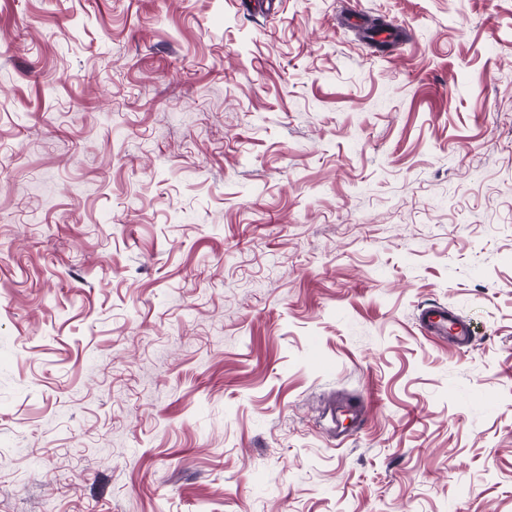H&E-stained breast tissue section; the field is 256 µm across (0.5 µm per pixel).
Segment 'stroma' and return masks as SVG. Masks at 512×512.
<instances>
[{"label":"stroma","mask_w":512,"mask_h":512,"mask_svg":"<svg viewBox=\"0 0 512 512\" xmlns=\"http://www.w3.org/2000/svg\"><path fill=\"white\" fill-rule=\"evenodd\" d=\"M250 2L0 0V512H512V0ZM421 334L431 340H447L457 351H468L475 342L471 325L454 309L439 303L424 305L418 315ZM339 411V415L336 414ZM327 413L333 421H336V429L342 427L344 421H341V416L350 414L355 423V429L362 426L367 417V409L363 402L353 397H343L336 405V401L329 405Z\"/></svg>","instance_id":"1"}]
</instances>
